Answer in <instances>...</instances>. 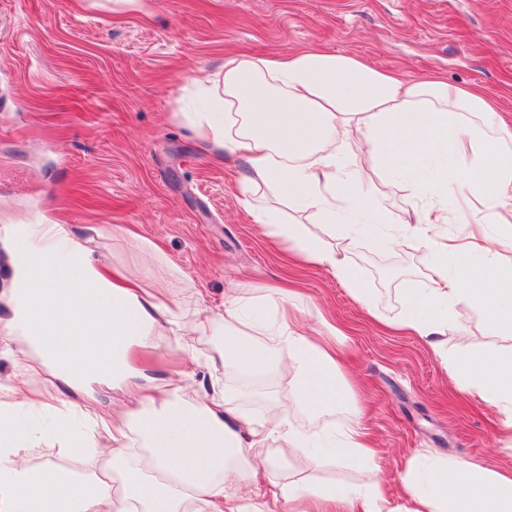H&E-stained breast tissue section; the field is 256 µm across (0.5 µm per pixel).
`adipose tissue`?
<instances>
[{"label":"adipose tissue","instance_id":"adipose-tissue-1","mask_svg":"<svg viewBox=\"0 0 512 512\" xmlns=\"http://www.w3.org/2000/svg\"><path fill=\"white\" fill-rule=\"evenodd\" d=\"M224 109L196 115L201 140L244 159L248 185L273 186L280 198L315 223L335 227L370 219L396 176H405L406 200L418 214L410 246L428 258L429 285L409 288L392 329L417 335L439 358L461 391L504 416L512 431V352L445 349L457 304L465 302L490 331L512 338V265L500 250L512 227L484 233L492 213L512 210V123L482 91L440 79L402 80L362 59L320 49L262 57H230L210 76ZM353 146L379 176L375 194L358 190L360 172L339 160L338 145ZM466 225L462 238L438 234L441 225ZM258 224L300 261L337 273L359 300L356 268L341 247L304 224ZM12 254L10 315L0 340L15 343L11 398L0 410V512H512V472L414 453L399 477L400 505L380 481L358 488L306 480L271 482L263 508L240 492L260 473L306 457L319 466L313 434L289 424V408L319 418L345 402L351 387L338 349L280 310L261 323L248 309L250 288H231L221 312L201 306L185 320L174 303L115 265L93 255L86 240L58 223L0 226ZM182 336H218L215 361L255 375L287 372L288 406L256 421L225 405L220 394L189 402L157 384L138 352L153 348L160 328ZM38 371L81 394L87 433L67 419L55 430L68 451L97 454L96 432L112 440L111 474L78 477L47 462L32 468L20 452L38 441L41 427L26 414V377ZM104 381L135 401L132 409L101 412L88 387ZM283 442L277 457L256 463L245 451L269 439Z\"/></svg>","mask_w":512,"mask_h":512}]
</instances>
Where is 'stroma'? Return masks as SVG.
Segmentation results:
<instances>
[{
	"mask_svg": "<svg viewBox=\"0 0 512 512\" xmlns=\"http://www.w3.org/2000/svg\"><path fill=\"white\" fill-rule=\"evenodd\" d=\"M315 48L361 58L415 80L432 75L477 86L512 122V0H0V225L54 221L94 238L96 257L125 268L144 287L175 301L185 316L200 304L220 309L237 282L256 289V308L273 320L271 286L295 282V305L308 325L327 318L341 331L342 372L353 392L336 412L292 424L322 434L358 424L382 451L377 467L351 459L305 460L276 472L278 482L314 478L358 487L382 478L397 497L407 454L440 449L475 465L512 467V434L501 414L457 392L438 359L415 336L383 329L397 318L408 284L426 285V260L383 238L413 223L403 184L378 207L392 223L350 234L348 260L360 271L370 306L321 267L297 266L276 250L251 211L276 206L272 189L248 186L240 160L221 158L196 137L191 113L209 111L193 79L219 71L229 55L266 56ZM160 257L144 265L132 234ZM453 321L478 349H507L478 313L458 305ZM146 359L168 389H224L227 403L254 417L289 394L281 373L248 376L208 358L221 339L195 338L199 363L180 378L181 337L156 339ZM27 382L47 409L29 415L44 437L23 461H53L76 474L103 472L109 442L87 461L55 434L64 398L45 374Z\"/></svg>",
	"mask_w": 512,
	"mask_h": 512,
	"instance_id": "35a3bbf8",
	"label": "stroma"
}]
</instances>
